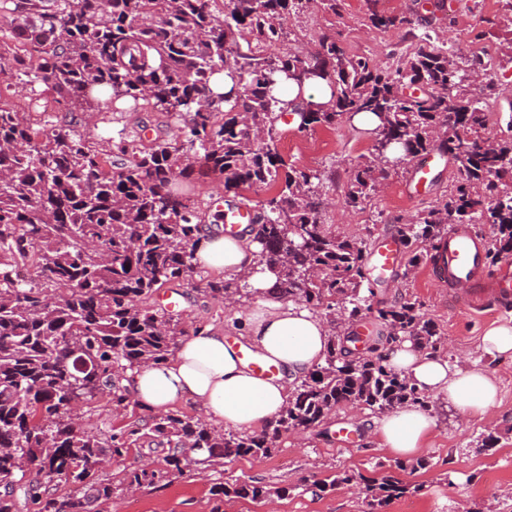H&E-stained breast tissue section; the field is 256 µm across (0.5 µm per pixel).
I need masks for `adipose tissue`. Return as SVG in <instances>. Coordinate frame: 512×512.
Returning <instances> with one entry per match:
<instances>
[{
	"label": "adipose tissue",
	"instance_id": "1",
	"mask_svg": "<svg viewBox=\"0 0 512 512\" xmlns=\"http://www.w3.org/2000/svg\"><path fill=\"white\" fill-rule=\"evenodd\" d=\"M258 232V225H245L237 237L228 238L214 224H205L196 264L217 273H249L261 298L233 304L230 310L247 345L276 365L278 376H257L226 342L223 330L200 325L166 362L130 374L131 395L145 409L162 412L176 403H190L215 425L258 431L274 423L287 406L289 382L321 362L332 328L304 306L271 294L272 278L256 271ZM382 353L390 369L459 417L490 418L499 387L484 369L449 364L447 355L426 351L410 339L384 346ZM435 426L431 410L407 403L373 419L368 433L390 455L408 456L423 448Z\"/></svg>",
	"mask_w": 512,
	"mask_h": 512
}]
</instances>
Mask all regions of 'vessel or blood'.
<instances>
[{"mask_svg":"<svg viewBox=\"0 0 512 512\" xmlns=\"http://www.w3.org/2000/svg\"><path fill=\"white\" fill-rule=\"evenodd\" d=\"M438 161L431 154L413 163L407 192L420 195L430 183L433 169ZM444 259L432 268V279L440 286L470 288L485 271V252L480 240L464 226L453 227L444 241ZM403 252V244L395 237L386 238L370 255L374 269L379 272L393 270Z\"/></svg>","mask_w":512,"mask_h":512,"instance_id":"1","label":"vessel or blood"}]
</instances>
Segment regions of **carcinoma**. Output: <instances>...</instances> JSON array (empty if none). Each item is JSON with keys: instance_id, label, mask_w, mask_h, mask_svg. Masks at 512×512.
<instances>
[{"instance_id": "cac0c4a2", "label": "carcinoma", "mask_w": 512, "mask_h": 512, "mask_svg": "<svg viewBox=\"0 0 512 512\" xmlns=\"http://www.w3.org/2000/svg\"><path fill=\"white\" fill-rule=\"evenodd\" d=\"M338 0H0V80L28 78L66 112H158L183 126L174 142L143 144L124 131L115 156L99 151L66 121L43 123L0 107V512H103L112 484L98 477L145 441L168 446L164 465L125 472L127 489L159 487L191 465L223 466L231 457H267L280 434L310 429L342 404L391 411L428 407L429 396L393 372L379 346L407 336L423 348L441 343L416 303H368L365 247L329 233L319 216L322 175L280 169L278 114L297 115V130L334 129L360 114L377 119L371 155L355 168L346 200L358 207L385 178L383 159L412 161L438 150L459 160L448 199L399 230L409 264L435 261L430 250L450 224H489L486 263L512 254V137L479 134L484 112L467 93L468 69L429 34L393 69L348 52L324 34L308 56L273 53L283 21ZM376 28L412 25L406 15H369ZM323 82L326 102L284 99ZM202 161L241 195H270L260 224L259 272L273 290L327 316L351 305L353 320L387 327L354 356L330 337L324 363L291 391L272 429L218 432L188 416L134 422L103 438L83 428L82 405L107 397L121 407L122 381L145 364L160 365L188 333L179 316L144 306L170 285H190L202 240L196 208L175 189ZM19 264L33 267L28 280ZM236 274L206 290L230 301L248 288ZM347 471L316 481L321 493L349 484ZM70 484L59 497L51 487ZM386 473L365 483L370 512L403 494ZM272 489L222 481L211 486L210 512L224 502L260 503Z\"/></svg>"}]
</instances>
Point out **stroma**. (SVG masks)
<instances>
[{
    "instance_id": "obj_1",
    "label": "stroma",
    "mask_w": 512,
    "mask_h": 512,
    "mask_svg": "<svg viewBox=\"0 0 512 512\" xmlns=\"http://www.w3.org/2000/svg\"><path fill=\"white\" fill-rule=\"evenodd\" d=\"M339 14L319 8L288 17L284 22L287 35L281 51L307 55L313 52L318 35L327 32L351 53L373 59L388 67L410 50L416 35L429 33L440 39H453L465 51L466 58H480L494 77V91H487L483 81L470 84V96L480 99L486 115L485 137L498 139L512 134V0H341ZM404 14L413 20L412 28L381 31L371 26V9ZM76 130L89 142L108 148L119 130L144 132L146 138L172 140L180 136L179 125L159 114L145 112L76 113ZM283 153L288 163L298 168L323 172V206L320 218L336 236L374 249L386 237L396 234L400 225L430 203L447 199L459 176L456 162L438 165L435 182L429 193L412 200L404 193L410 164L391 166L379 191L361 207L345 201V187L363 157L369 156L373 137L354 123L339 128H317L298 132L293 119H281ZM179 189L194 203L200 219L212 216L216 209H228L250 200L262 201V189L247 191L245 197L225 192L222 180L204 165L195 164L190 178ZM377 300L395 303L411 299L420 303L427 319L437 326L442 342L439 353L450 364L470 365L478 360L477 343L484 331L512 319V299L484 297L472 301L464 292L436 286L426 267L409 266L400 260L390 279L376 287ZM179 301L183 321L197 326L227 325L231 314L224 303L203 290L168 285L159 289L147 304L164 308L166 297ZM501 389V401L495 412L498 425L480 420L462 422L434 405L437 425L418 456L430 466L414 472H402V480L411 490L404 499L393 501L384 512H401L405 501L416 503L419 512H512V360L501 359L486 364ZM85 429L107 432L132 422L148 420V411L136 404L114 409L107 398L89 402L81 410ZM375 411L349 406L337 407L319 427L289 431L280 435L270 457L256 460L237 457L225 460L223 468L206 471L192 466L171 483L160 488H142L133 492L121 489L127 467L142 460L161 463L162 452L149 448L132 449L120 461H112L101 470L103 481L117 486L118 492L105 512H209V490L222 478L251 480L270 487L285 489V496H271L255 503L235 499L225 503L224 512H366L360 486L341 485L317 497L310 490L314 481L349 470L367 477H377L383 466L393 463V456L370 441L366 424ZM347 431L351 445L337 446L339 431Z\"/></svg>"
}]
</instances>
